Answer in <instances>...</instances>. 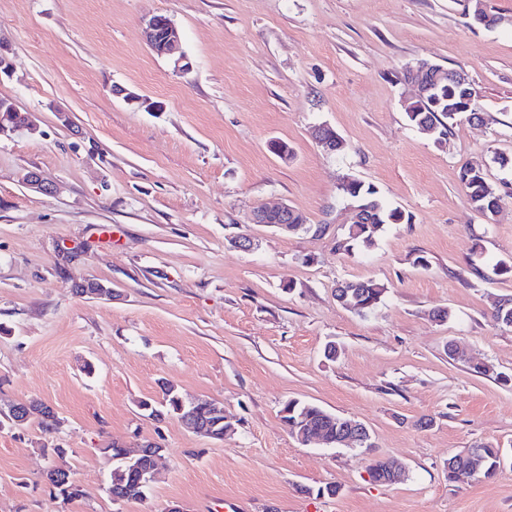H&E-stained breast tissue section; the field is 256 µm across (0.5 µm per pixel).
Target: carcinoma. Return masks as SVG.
<instances>
[{"label": "carcinoma", "instance_id": "carcinoma-1", "mask_svg": "<svg viewBox=\"0 0 512 512\" xmlns=\"http://www.w3.org/2000/svg\"><path fill=\"white\" fill-rule=\"evenodd\" d=\"M438 95L428 94L416 101L413 111L407 116L415 126L435 130L437 141H442L451 132L454 124L460 118L473 117L481 120L478 113V101L473 86L458 88L444 75L438 78ZM460 181L467 199L474 210L492 216L500 207L502 194L491 182L484 171L472 166H464L460 171ZM339 194L350 200L355 206L364 210L365 218L362 224H350L343 237L336 240V249L347 254L356 248L369 249L377 243L388 224L410 222L411 217L397 208L390 207L379 194L378 189L358 178L345 176L337 186ZM348 297H355L359 305L352 311L359 315L372 312L382 301L384 286L374 281H343L340 283ZM495 320L506 326H512V297L502 299L494 314ZM162 398L152 402L153 408L162 414H173L183 418L181 413L182 397L175 387L163 382L160 385ZM286 415L282 419L291 435L310 430L321 431L329 441V446H337L336 421L325 416L322 408L298 400H289L283 406ZM483 449L484 477L494 478L500 461L497 448L489 443L481 444ZM163 449L159 447L143 449V455L137 457L142 470L155 471L158 460L162 457ZM111 457L115 458L110 484L107 488L109 495L116 501H131L144 498L149 485L142 484L129 472V463L120 459L118 449L111 448ZM372 480L379 484H393L395 478L387 466L377 461L369 467ZM448 481L465 482L468 480L466 465L460 456L454 454L448 457Z\"/></svg>", "mask_w": 512, "mask_h": 512}]
</instances>
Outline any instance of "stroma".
<instances>
[{"mask_svg": "<svg viewBox=\"0 0 512 512\" xmlns=\"http://www.w3.org/2000/svg\"><path fill=\"white\" fill-rule=\"evenodd\" d=\"M486 2L503 18L492 28L465 0H0V98L37 124L0 136V410L36 400L57 420L0 428V512H512V470L446 472L480 443L512 463V327L492 316L512 297L495 273L512 258V198L490 222L459 181L469 163L512 184L494 161L512 157V0ZM153 14L175 23L189 71L146 44ZM421 59L467 71L485 122L443 142L415 127L397 76ZM322 123L344 153L315 143ZM29 170L59 193L22 184ZM346 175L410 217L349 255ZM280 204L311 232L252 223ZM233 231L253 250L230 246ZM83 280L111 296L76 294ZM345 280L383 285L377 309L343 308ZM164 381L220 402L226 437L140 410ZM290 399L360 421L370 447L299 443L281 420ZM146 440L164 450L157 480L113 501L109 445ZM54 448L80 496L48 486ZM380 458L404 480L374 482ZM457 454L451 455L448 458V480L449 482H465L469 481L468 472L471 475L475 476L481 472V463L483 459L480 457L479 453H475L473 448H467L461 454L462 457H469L468 466L469 471L466 470V465H464L463 461L460 459V456Z\"/></svg>", "mask_w": 512, "mask_h": 512, "instance_id": "stroma-1", "label": "stroma"}]
</instances>
